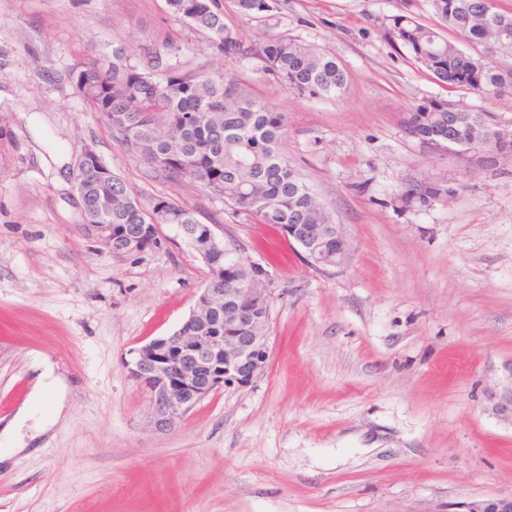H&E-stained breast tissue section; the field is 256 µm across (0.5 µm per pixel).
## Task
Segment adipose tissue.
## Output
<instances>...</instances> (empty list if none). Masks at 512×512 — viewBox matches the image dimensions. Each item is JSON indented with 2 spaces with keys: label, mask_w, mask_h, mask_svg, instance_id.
Listing matches in <instances>:
<instances>
[{
  "label": "adipose tissue",
  "mask_w": 512,
  "mask_h": 512,
  "mask_svg": "<svg viewBox=\"0 0 512 512\" xmlns=\"http://www.w3.org/2000/svg\"><path fill=\"white\" fill-rule=\"evenodd\" d=\"M70 390L68 378L57 373L51 362H42L27 400L14 419L0 427V442L6 447L7 456L24 451L25 442L21 435L24 426H32L36 433L42 434L63 418Z\"/></svg>",
  "instance_id": "1"
}]
</instances>
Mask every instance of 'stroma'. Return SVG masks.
<instances>
[{
  "label": "stroma",
  "mask_w": 512,
  "mask_h": 512,
  "mask_svg": "<svg viewBox=\"0 0 512 512\" xmlns=\"http://www.w3.org/2000/svg\"><path fill=\"white\" fill-rule=\"evenodd\" d=\"M222 0L246 52L218 55L166 0H0V425L49 356L68 414L0 466V512H467L512 496V157L476 165L411 137L434 98L512 121V91L448 92L389 40L438 27L430 0ZM281 34L335 54L337 97L289 94L255 50ZM234 77L288 118L282 145L350 244L314 268L221 197L151 180L86 105L83 63ZM93 149L141 203L170 194L269 274L270 356L244 388L159 427L124 364L177 330L207 267L181 230L115 254L84 227L75 178ZM438 184L422 203L405 191Z\"/></svg>",
  "instance_id": "obj_1"
}]
</instances>
